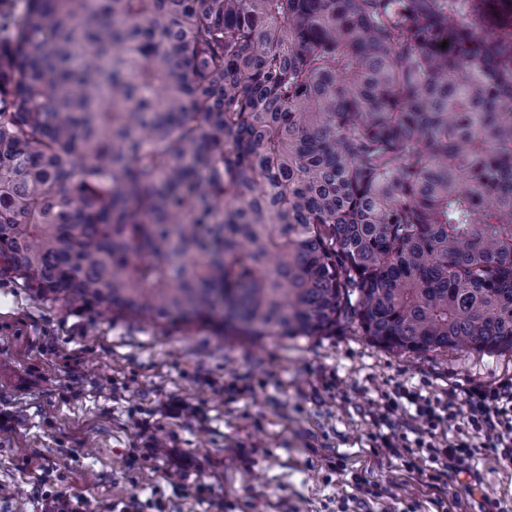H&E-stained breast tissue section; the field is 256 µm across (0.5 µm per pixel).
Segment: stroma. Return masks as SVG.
Instances as JSON below:
<instances>
[{
  "label": "stroma",
  "mask_w": 512,
  "mask_h": 512,
  "mask_svg": "<svg viewBox=\"0 0 512 512\" xmlns=\"http://www.w3.org/2000/svg\"><path fill=\"white\" fill-rule=\"evenodd\" d=\"M512 379V354H401L344 326L247 341L209 324L75 309L0 281V512L46 495L87 512H512V463L475 456L440 510L423 453L381 461L395 389L445 400ZM382 494L358 508L355 477Z\"/></svg>",
  "instance_id": "stroma-1"
}]
</instances>
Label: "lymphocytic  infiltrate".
<instances>
[{
  "instance_id": "1",
  "label": "lymphocytic infiltrate",
  "mask_w": 512,
  "mask_h": 512,
  "mask_svg": "<svg viewBox=\"0 0 512 512\" xmlns=\"http://www.w3.org/2000/svg\"><path fill=\"white\" fill-rule=\"evenodd\" d=\"M404 399L414 405L418 416L424 418L430 428L443 424L453 425L458 431L448 444L430 447L428 440H414L397 434L386 436L384 442L390 451L415 445L431 448L437 466L433 480H441L449 474H467L478 478L479 472L470 461L474 453L512 463V380H506L494 388L469 389L462 402L448 401L436 404L416 392H404Z\"/></svg>"
}]
</instances>
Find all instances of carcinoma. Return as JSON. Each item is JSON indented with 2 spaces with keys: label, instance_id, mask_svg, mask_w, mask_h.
<instances>
[{
  "label": "carcinoma",
  "instance_id": "1",
  "mask_svg": "<svg viewBox=\"0 0 512 512\" xmlns=\"http://www.w3.org/2000/svg\"><path fill=\"white\" fill-rule=\"evenodd\" d=\"M3 2L0 280L512 351V0Z\"/></svg>",
  "mask_w": 512,
  "mask_h": 512
}]
</instances>
